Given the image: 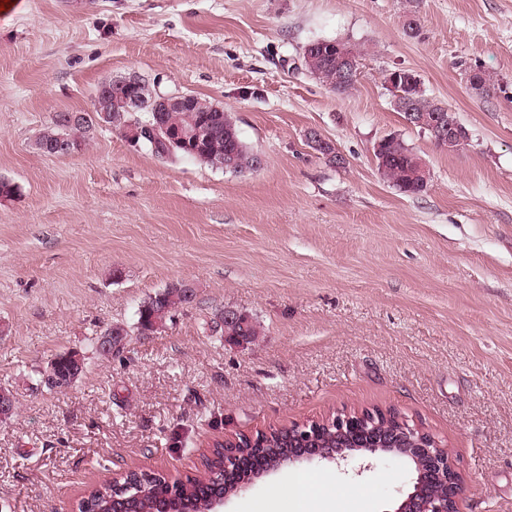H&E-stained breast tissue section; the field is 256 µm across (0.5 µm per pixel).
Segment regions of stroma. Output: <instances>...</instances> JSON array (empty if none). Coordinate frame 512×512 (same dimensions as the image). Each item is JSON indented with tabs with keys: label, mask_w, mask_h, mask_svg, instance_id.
Listing matches in <instances>:
<instances>
[{
	"label": "stroma",
	"mask_w": 512,
	"mask_h": 512,
	"mask_svg": "<svg viewBox=\"0 0 512 512\" xmlns=\"http://www.w3.org/2000/svg\"><path fill=\"white\" fill-rule=\"evenodd\" d=\"M22 0L0 7V512H69L127 467L196 474L214 443L340 412L393 410L451 448L465 512H512V0ZM361 47L339 95L301 66L303 46ZM498 79L472 94L466 66ZM413 71L456 112L451 153L396 112L384 80ZM134 74L163 94L231 112L262 157L243 175L166 162L100 128L69 156L34 140L58 112L92 110L97 86ZM332 140L329 164L307 142ZM399 136L427 190L379 176ZM190 305L141 334L138 309L170 283ZM225 310L262 334L236 344ZM124 327L104 358L100 333ZM85 358L62 392L41 374ZM320 477L306 512H390L411 464L297 463L222 512H297V475Z\"/></svg>",
	"instance_id": "1"
}]
</instances>
